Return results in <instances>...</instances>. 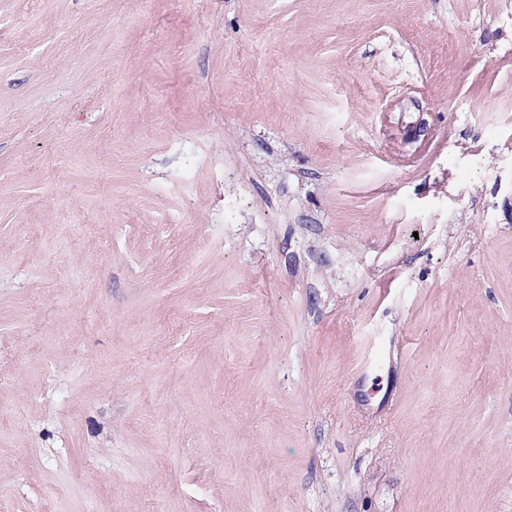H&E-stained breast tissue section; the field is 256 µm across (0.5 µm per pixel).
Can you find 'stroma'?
Masks as SVG:
<instances>
[{"label": "stroma", "instance_id": "obj_1", "mask_svg": "<svg viewBox=\"0 0 512 512\" xmlns=\"http://www.w3.org/2000/svg\"><path fill=\"white\" fill-rule=\"evenodd\" d=\"M0 512H512V0H0Z\"/></svg>", "mask_w": 512, "mask_h": 512}]
</instances>
